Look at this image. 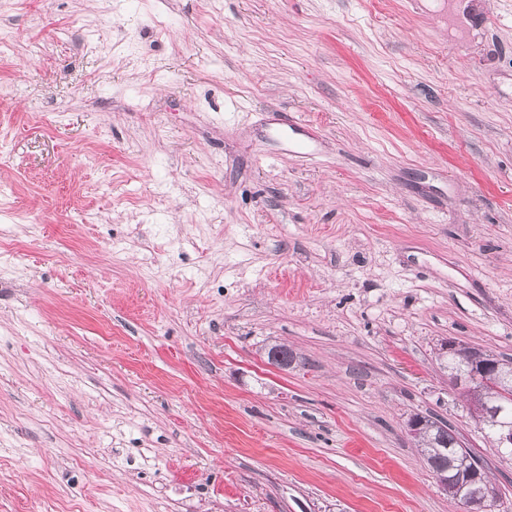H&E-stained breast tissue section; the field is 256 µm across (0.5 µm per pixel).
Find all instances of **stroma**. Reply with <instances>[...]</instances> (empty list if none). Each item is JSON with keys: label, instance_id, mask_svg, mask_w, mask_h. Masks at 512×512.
<instances>
[{"label": "stroma", "instance_id": "1", "mask_svg": "<svg viewBox=\"0 0 512 512\" xmlns=\"http://www.w3.org/2000/svg\"><path fill=\"white\" fill-rule=\"evenodd\" d=\"M0 0V512H495L439 368L512 358V0ZM288 345L294 364H271ZM439 360L441 369L448 372H454L457 377H463L469 371L478 369V364L475 359L470 360L465 350H462L459 353H449L448 355L446 354V356L442 355ZM455 375H448L449 381L457 382ZM410 420L417 421L421 426L420 435L415 440L422 448L424 459L437 481L448 480V490L454 487L460 501L466 498L469 495V487L466 486L464 479L460 478L461 467L475 468L485 474L484 466L475 455L461 447L445 422L419 414Z\"/></svg>", "mask_w": 512, "mask_h": 512}]
</instances>
